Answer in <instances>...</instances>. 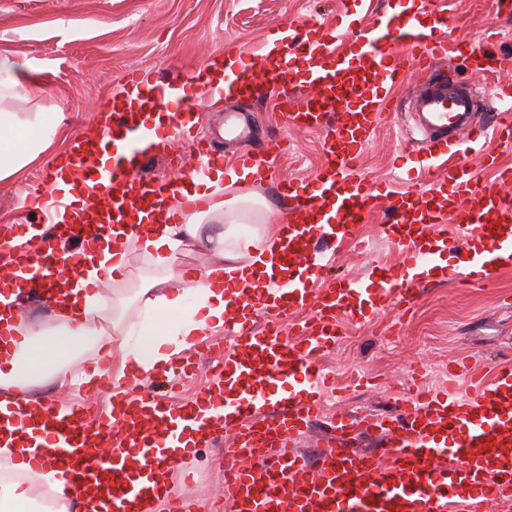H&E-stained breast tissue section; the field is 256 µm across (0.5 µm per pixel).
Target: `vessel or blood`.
Wrapping results in <instances>:
<instances>
[{
  "label": "vessel or blood",
  "mask_w": 512,
  "mask_h": 512,
  "mask_svg": "<svg viewBox=\"0 0 512 512\" xmlns=\"http://www.w3.org/2000/svg\"><path fill=\"white\" fill-rule=\"evenodd\" d=\"M287 44V26L275 27L239 49L221 80H203L197 70L189 79L206 97L228 89L252 95L257 76L277 81ZM294 45L310 61L314 88L284 98L283 126L325 130V157L311 179L277 185L288 216L264 286L247 271L225 284L237 302L224 325L232 342L213 361L209 388L184 401L142 392L107 408L0 400V440L21 447L30 467L59 469L78 488L83 512H143L153 499L169 501L172 512H193L172 499L164 476L226 429L233 433L224 451L232 462L224 471L232 512H488L512 499V363L492 380L471 378L462 394L416 389L395 416L333 414L325 420L328 448L316 461L294 448L320 418L331 384L320 359L343 336L341 317L371 323L388 310L409 311L425 278L482 286L512 265V200L481 188L461 159L489 136L512 146V93L501 92L495 125L478 122L466 84L429 76L460 52L459 43L402 13L380 16L345 45L335 29L320 27ZM411 69L427 78L410 102L407 140L426 154L431 178L395 190L363 177L359 161L389 110V88ZM182 91L126 71L102 132L47 162L48 192L29 196L47 222L0 231V253L13 268L10 281L0 280L1 304L17 284L49 299L67 295L74 283L62 277L61 261L79 266L157 219L183 223L198 206L193 191L144 173L193 134L186 112L169 109ZM161 111L166 125L148 127L145 115ZM287 149V137L273 138L262 154L242 153L228 167L203 139L200 169L268 171ZM382 206L394 216L382 232L397 247L398 264L326 279L331 261L316 241L357 240L358 225ZM450 251L457 267L442 263ZM376 434L382 449L357 447L359 436Z\"/></svg>",
  "instance_id": "b4317fda"
}]
</instances>
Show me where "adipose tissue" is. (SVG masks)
<instances>
[{
	"label": "adipose tissue",
	"mask_w": 512,
	"mask_h": 512,
	"mask_svg": "<svg viewBox=\"0 0 512 512\" xmlns=\"http://www.w3.org/2000/svg\"><path fill=\"white\" fill-rule=\"evenodd\" d=\"M35 69L31 59L0 50V180L36 161L60 135L55 112L6 109L31 96L27 76ZM195 188L205 211L176 227L145 225L138 237L121 242L122 260L139 254L156 276L109 295L96 288L73 291L65 309H50L33 322L23 318L29 295L15 293L12 338L0 348V393L24 401L45 382L88 385L107 376L114 384L126 383L223 330L232 303L220 282L233 281L248 266L262 269L279 249L278 236L267 222L271 209L264 202L225 196L223 172L196 180ZM208 222L225 230L211 241L216 259L204 271L206 281L177 288V254L183 245L201 242ZM172 312L179 315L173 323ZM21 455V449L0 447V512H74L73 489L57 469L30 470Z\"/></svg>",
	"instance_id": "adipose-tissue-1"
}]
</instances>
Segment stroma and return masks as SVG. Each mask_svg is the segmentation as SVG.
<instances>
[{"label": "stroma", "instance_id": "stroma-1", "mask_svg": "<svg viewBox=\"0 0 512 512\" xmlns=\"http://www.w3.org/2000/svg\"><path fill=\"white\" fill-rule=\"evenodd\" d=\"M398 0H0V49L26 55L38 65L33 78L39 93L12 103L15 112L49 109L60 113L63 137L54 155L67 152L84 131L101 118L126 71L177 81L202 67L226 48L256 44L271 28L291 22L301 29L313 23L331 27L340 20L351 26L372 23L376 13L393 10ZM407 15L419 20L442 15L448 36L466 50L491 53V67L501 83H512V9L494 0H413ZM285 84L261 85L254 97L220 100L198 111V136L216 138L226 153L247 148L261 151L278 135L277 104L283 91L305 85V68L288 63ZM396 120H384L364 152L360 171L376 181H391L396 157L408 155L395 132ZM324 131L292 129V149L279 159L271 178L242 186L228 185L225 195L252 194L273 209L280 223L285 208L276 194L284 178H311L322 158ZM409 166L417 156L408 155ZM45 165L37 159L16 177L0 180V226L21 221L41 223L26 210L25 195ZM387 209L378 210L362 227L365 250L341 246L333 263L338 275H360L379 262L395 265L398 256L379 227L392 223ZM347 336L322 358L340 391L337 410L353 413L393 409L407 396L414 367L431 364L436 385L448 382V364L474 357L484 368L512 359V267L501 269L481 288L430 282L406 315L382 314L373 324H346ZM372 380L359 385L354 370ZM225 466L222 447L200 448L180 469L170 473L173 492L196 503L198 512H212L221 490Z\"/></svg>", "mask_w": 512, "mask_h": 512}]
</instances>
